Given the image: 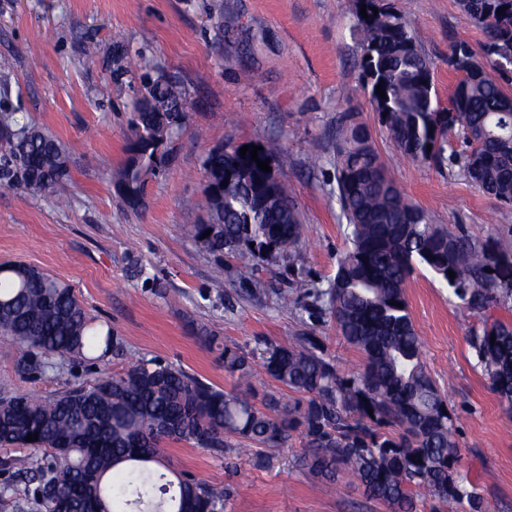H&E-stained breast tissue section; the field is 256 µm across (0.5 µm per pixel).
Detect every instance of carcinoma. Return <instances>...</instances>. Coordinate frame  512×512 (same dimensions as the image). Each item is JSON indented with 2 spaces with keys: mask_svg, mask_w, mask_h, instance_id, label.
<instances>
[{
  "mask_svg": "<svg viewBox=\"0 0 512 512\" xmlns=\"http://www.w3.org/2000/svg\"><path fill=\"white\" fill-rule=\"evenodd\" d=\"M462 10L494 41L512 42V0H460ZM505 11L500 13L498 8ZM359 46L368 51L363 74L374 110L387 137L416 163L438 168L451 163L458 174L502 205L512 204V98L490 71L459 78L454 92L463 104L452 114L441 107L433 66L398 7H380L358 17ZM382 85L385 97L375 93ZM188 94L164 73L146 78L133 105L128 157L108 176L121 203L138 210L131 196L144 192L145 175L160 171L161 148L186 125ZM462 132L458 150L448 132ZM336 186L347 221L350 247L337 264L328 288L297 280L277 294V305H299L309 316H326L346 342L364 355L363 370L345 373L319 337L305 333L289 345L265 342L249 350L223 345L205 333L202 340L220 351L224 371L244 392H226L180 367L140 360L123 371L47 398L0 397V448L26 450V459H0L9 477L0 499L15 512H227L228 486H213L171 464L167 439L184 440L222 458L228 449L249 458L253 448L283 447L301 430V459L309 474L333 482L349 471L364 493L391 512H416L426 492L432 512L450 503L468 512H490L478 489L462 475L453 410L422 362L404 284L421 265L451 289L460 305L483 318L471 336L478 361L494 391L512 408V326L487 312L512 301V279L498 271L512 259L490 241L470 237L463 226L451 232L429 222L387 175L366 127L346 114L338 130ZM281 145L258 151L275 173L259 170L251 153L209 152L204 170L219 173L224 209L213 211L211 186L197 206L210 223L186 224L185 234L211 251L252 249L275 263L298 253L303 239L300 213L278 170ZM70 176L69 157L58 139L13 113L0 112V186L53 197ZM209 236H204L206 231ZM454 272L450 278L448 272ZM239 279L247 293H267L244 267ZM0 340L20 345L19 368L44 374L66 360H99L122 351L112 327L94 323L71 285L40 270L26 275L0 265ZM263 372L299 398L283 401L265 394L256 404L252 379ZM400 433L393 434L392 428ZM38 440L27 442L30 433Z\"/></svg>",
  "mask_w": 512,
  "mask_h": 512,
  "instance_id": "1",
  "label": "carcinoma"
}]
</instances>
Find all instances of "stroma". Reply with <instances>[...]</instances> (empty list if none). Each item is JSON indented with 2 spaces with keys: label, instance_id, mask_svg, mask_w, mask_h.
<instances>
[{
  "label": "stroma",
  "instance_id": "1",
  "mask_svg": "<svg viewBox=\"0 0 512 512\" xmlns=\"http://www.w3.org/2000/svg\"><path fill=\"white\" fill-rule=\"evenodd\" d=\"M433 62L441 104L458 76L448 68L453 42L480 47L482 28L459 0H394ZM237 31L225 33L220 13ZM354 0H0V71H9L16 118L65 146L71 178L67 207L19 189L0 188V263L22 262L70 284L87 313L108 323L123 354L75 361L34 378L18 369L20 352L0 346V394L54 395L93 384L140 359H162L201 381L231 390L217 351L200 329L230 347L279 344L302 333L320 337L340 369L362 367L333 320H313L276 306L291 280L327 288L346 248V220L337 200L336 132L344 114L370 131L390 176L430 223L497 241L512 255V207L464 181L457 169L404 158L379 126L363 85ZM181 79L191 109L171 139L165 170L146 185L144 208H125L108 181L127 154L128 125L141 77L157 71ZM251 80H243L242 71ZM279 140L277 160L288 178L304 227L301 255L267 263L250 250L212 252L186 237L199 214L187 205L206 186L203 162L226 143ZM322 165L308 166L309 157ZM224 270L221 291L212 273ZM251 266L269 296L254 299L238 277ZM412 321L423 339L426 369L452 407L460 468L492 504L512 512V411L492 388L469 343L480 315L463 309L448 286L424 268L405 283ZM175 467L235 489L232 512H387L351 476L336 484L303 470L300 433L270 450L265 462L213 457L168 441Z\"/></svg>",
  "mask_w": 512,
  "mask_h": 512
}]
</instances>
